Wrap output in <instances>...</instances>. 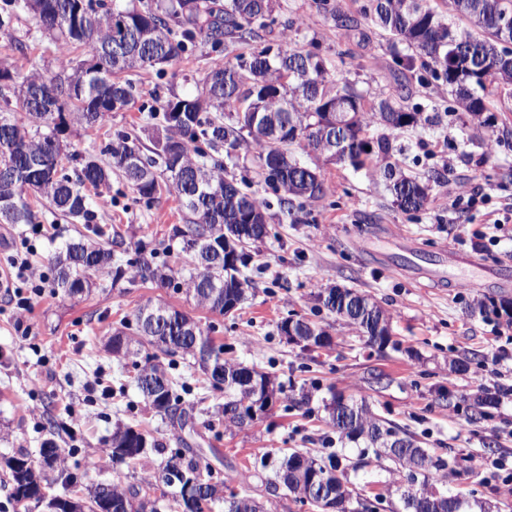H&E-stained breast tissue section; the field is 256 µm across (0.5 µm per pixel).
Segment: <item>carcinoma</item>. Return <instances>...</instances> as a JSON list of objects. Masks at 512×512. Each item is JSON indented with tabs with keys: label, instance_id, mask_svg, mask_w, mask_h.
Here are the masks:
<instances>
[{
	"label": "carcinoma",
	"instance_id": "carcinoma-1",
	"mask_svg": "<svg viewBox=\"0 0 512 512\" xmlns=\"http://www.w3.org/2000/svg\"><path fill=\"white\" fill-rule=\"evenodd\" d=\"M460 21H445L442 12L425 5V0H367L358 14L345 13L330 0H315L317 7L342 29L357 30L375 25L383 29L394 49L396 65L414 70L415 56L444 77L458 108L473 118L489 111L490 99L500 88L512 86V28L504 32V17L512 18V0H449ZM273 0H137L125 7L107 0H0V34H10L22 14H28L37 29L49 37L64 67L53 75L57 98L48 108L41 96L42 75L19 78L0 64V223L35 224L37 212L31 199H43L72 224L83 225L79 239L56 252L49 263L52 288L74 297L105 289L103 275L111 286L160 281L186 295L198 305L221 315L240 304L250 288L241 273L250 256L246 247L268 233L269 206L237 182L224 176L219 160L207 164L210 152L224 149L227 158L251 137L265 181L280 193L284 218L298 224L307 219L303 201L325 197L329 187L317 169L302 164L290 151L295 145L310 154L319 144L318 136L334 137L335 150L324 149V157L349 161L356 168L372 165L389 182L398 208L404 212L423 209L430 201V182L406 177L387 161L391 135L419 121V112L398 103L402 94L368 99L355 84L329 77L325 61L311 51L286 50L264 38L272 34L268 23ZM219 51L229 46H247L250 52L210 68L202 81L201 94L192 98L165 100L161 104L165 133L153 140L149 153L136 136L119 134L106 145L108 166L95 158L82 160L69 172L62 165L65 151L60 135L74 121L86 128L96 126L107 112L127 110L137 97L134 82L124 74L137 69L163 67L189 50L196 37ZM25 111L20 122L12 103ZM263 112L266 124L253 123V113ZM373 125L382 128L377 151H368L364 137ZM180 148L173 160L170 144ZM122 172L139 199L150 203L163 190H173L191 220L174 226L166 255L185 260L188 275L177 281L173 268L159 260L158 249L140 245L127 266H111L112 250L96 242L106 235L95 223L94 211L85 192L109 181L112 170ZM346 304L336 303V289L319 291L318 298L328 311L344 318L363 332L369 342L390 341V318L369 298L346 290ZM162 310L164 317L149 327L142 320L145 309ZM292 326L303 344L327 347L332 336L322 326L305 318L283 320L278 329ZM213 328L165 303L141 305L133 318L123 322L108 338L107 349L120 360L131 362L134 382L143 401L161 419L182 430L189 422L184 396L191 387L172 373L177 357H193L208 376L213 389L224 391L219 406L224 425L246 427L256 414L266 413L278 392L275 379L267 372L224 358V345L215 342ZM168 358L163 365L159 355ZM497 402L488 392L477 400L471 420L485 418V408ZM329 424L341 437L365 439L386 456L419 477V487L401 494L405 512H467L470 501L440 493L437 485L446 481L450 464L433 455L418 441L387 425L366 404L337 403L336 393L326 405ZM181 448L144 478V485L123 487L112 481L93 482L84 502L66 503V512H160L157 501L140 497L144 488L164 480V473L177 468L194 482L198 493L212 505L224 502V512H248L251 495L243 487L235 492L214 478L203 458L177 438ZM167 448L153 435L131 426L112 433L109 456L112 462L135 465L151 451ZM26 463L18 471L12 461ZM9 470L11 499L15 512H28L26 490L44 485L51 498L67 499L76 478L64 474L48 480L42 463L24 448L5 459ZM276 484L293 496L308 495V503L322 510L320 492L334 494L341 501L350 493L341 460L331 454L322 465L297 450L286 455ZM174 508L182 512H203L199 504L186 499L182 487L173 493Z\"/></svg>",
	"mask_w": 512,
	"mask_h": 512
}]
</instances>
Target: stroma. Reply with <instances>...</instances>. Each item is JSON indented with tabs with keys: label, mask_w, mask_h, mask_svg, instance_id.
<instances>
[{
	"label": "stroma",
	"mask_w": 512,
	"mask_h": 512,
	"mask_svg": "<svg viewBox=\"0 0 512 512\" xmlns=\"http://www.w3.org/2000/svg\"><path fill=\"white\" fill-rule=\"evenodd\" d=\"M273 38L286 49L312 50L325 60L330 78L356 83L368 96L395 92L407 82L409 106L425 121L392 139L391 163L420 179L439 176L424 210L402 212L383 178L373 169L356 170L309 157L330 186L327 197L307 202L306 223L279 220L276 193L263 182L254 152H243L228 175L250 182L270 204V234L250 245L247 274L252 287L237 310L219 315L198 308L184 293L159 283L121 284L74 298L45 289L29 313L18 314V295H31L30 281L19 278L14 259H25L45 273L56 248L77 238V225L43 209L37 225L0 224V458L16 449L38 451L47 420L60 429L56 440L71 449L65 460L78 478L74 496L91 481L108 478L128 485L144 472L113 464L106 453L116 426L143 425L175 444L184 438L219 479H246L251 495L268 512H315L292 496L273 495L284 453L296 448L324 459L337 454L354 492L379 501L380 512L399 502L406 472L376 459L363 443L339 440L324 423L328 387L366 398L383 419L416 436L425 448L466 458L469 474L449 476L451 492L463 491L512 512V484L491 477L490 461L512 456V402L490 408L472 422L475 397L487 389L512 385V318L505 312L479 313L478 303L512 301V223H489L490 214L512 207V136L501 139L504 114L492 110L491 125L476 127L457 108L448 85L415 67L402 75L382 33L346 31L319 13L314 0H279ZM302 24L284 30L286 14ZM26 43L20 54L15 42ZM209 43L196 40L189 51L164 69L139 70V95L132 107L108 113L94 129L73 125L65 132L66 168L82 158L103 159L111 137L127 132L150 146L159 126L152 114L164 97H193L201 78L225 59ZM0 61L20 75L57 72L59 54L30 16L16 21L11 37L0 39ZM109 208H96L98 223L111 225L114 261L126 263L138 244L167 238L173 226L187 223L188 211L175 194L153 203L138 199L121 175L112 173L102 190ZM346 287L366 294L391 318L393 346H369L359 330L319 309L317 289ZM162 302L212 325L228 357L275 376L283 386L265 416L244 428L208 430L223 392L211 389L192 359L180 360L178 375L193 391L185 408L194 431L175 433L145 406L134 386L115 394L117 360L104 349L106 336L146 301ZM328 328L335 338L327 349L307 350L279 333L289 315ZM469 358L466 372L451 371L452 361Z\"/></svg>",
	"instance_id": "stroma-1"
}]
</instances>
